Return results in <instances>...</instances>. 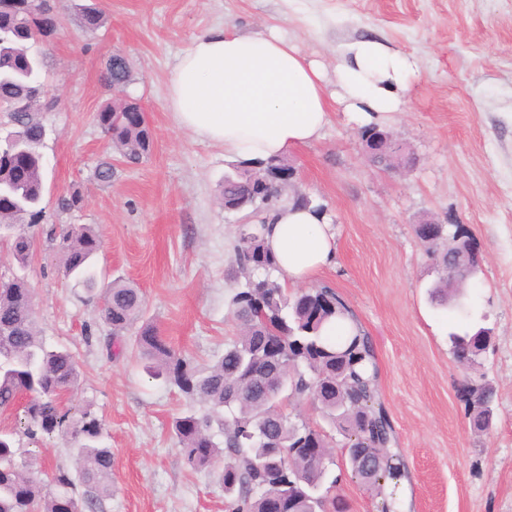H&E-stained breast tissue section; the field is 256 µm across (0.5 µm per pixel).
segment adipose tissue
<instances>
[{"instance_id":"adipose-tissue-1","label":"adipose tissue","mask_w":512,"mask_h":512,"mask_svg":"<svg viewBox=\"0 0 512 512\" xmlns=\"http://www.w3.org/2000/svg\"><path fill=\"white\" fill-rule=\"evenodd\" d=\"M418 59L382 40L351 43L334 74L276 26L216 27L178 57L166 101L179 127L223 146L226 156L264 160L313 143L333 104L375 124L401 111ZM266 244L290 281L332 266L336 237L324 214L283 202L267 213Z\"/></svg>"}]
</instances>
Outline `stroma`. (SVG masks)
I'll use <instances>...</instances> for the list:
<instances>
[{"label": "stroma", "instance_id": "1", "mask_svg": "<svg viewBox=\"0 0 512 512\" xmlns=\"http://www.w3.org/2000/svg\"><path fill=\"white\" fill-rule=\"evenodd\" d=\"M106 24L82 31L63 10L45 47L46 79L58 102L40 118L45 148L42 221L29 229L25 277L46 345L74 352L81 371L67 405L102 419L112 448V497L105 512H224L217 471L186 466L171 430L192 408L176 388L151 378L127 333L120 351L99 342L98 291L66 277L52 228L91 224L103 248L99 279L130 283L174 352L208 367L238 326L234 246L241 213L225 212L219 189L230 170L221 147L180 129L165 100L178 55L217 25L257 31L284 26L298 47L335 66L345 45L375 36L415 55L402 112L387 121L414 152L407 171L372 166L359 144V116L336 106L321 138L290 154L296 191L323 207L336 233V260L311 286L327 285L371 336L381 400L405 474L396 512H512V0H95ZM131 62L129 94L154 134L151 155L130 165L105 140L95 116L114 94L102 80L113 52ZM112 166V179L95 172ZM81 209L60 210L72 192ZM466 225L483 258L469 319L492 327L481 374L496 390L493 427L470 426L458 391L464 369L449 353L448 313L431 303L437 274L413 224ZM94 341H87L86 330ZM51 483L72 468L62 435L22 440Z\"/></svg>", "mask_w": 512, "mask_h": 512}]
</instances>
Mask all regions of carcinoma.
<instances>
[{
  "label": "carcinoma",
  "instance_id": "carcinoma-1",
  "mask_svg": "<svg viewBox=\"0 0 512 512\" xmlns=\"http://www.w3.org/2000/svg\"><path fill=\"white\" fill-rule=\"evenodd\" d=\"M81 24L94 33L105 25V13L81 8ZM43 41L36 40L25 0H0V102L9 130L0 140L13 151L0 158V227L12 228L6 241L18 266H27L33 239L26 226L43 216L46 128L38 113L55 105L40 98L46 86ZM130 61L114 52L102 80L114 99L96 114L112 148L131 165L152 152L154 139L135 99L127 95ZM288 169L285 157L239 161L237 172L224 178L221 200L241 203L251 222L238 227L235 246L237 287L231 313L238 325L227 340L224 356L199 370L178 357L156 328L139 326L135 345L151 374L208 407L176 417L173 432L193 470L221 464L219 482L228 512H328L327 503L340 481L334 473L332 444L343 438L345 466L369 488L383 492L380 480H398L403 463L391 453L392 428L379 401L378 370L370 338L353 313L328 286L293 294L280 282L282 270L265 246L261 216L271 188L257 182V167ZM413 233L439 273L431 294L448 305V292L460 312L467 297L448 264L464 248L467 232L459 224H415ZM64 275L93 285L92 258L101 239L91 224L52 230ZM139 289L118 280L102 294L99 320L110 328L105 338L112 351L143 317ZM492 329L462 324L448 333L449 351L468 369L490 346ZM80 372L65 347H49L31 316V290L21 275L0 280V412L23 406V434L34 439L62 434L77 447L75 474L60 470L49 491L17 460L11 430H0V512H104L112 497V449L104 442L102 420L89 409L75 414L64 397L77 386ZM465 411L476 432L489 428L494 390L484 380H463ZM306 402L323 423L304 418Z\"/></svg>",
  "mask_w": 512,
  "mask_h": 512
}]
</instances>
